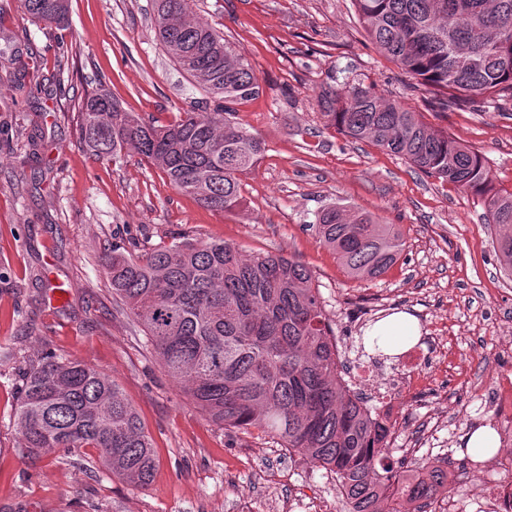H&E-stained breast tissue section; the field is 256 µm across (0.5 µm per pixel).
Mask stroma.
Returning a JSON list of instances; mask_svg holds the SVG:
<instances>
[{"mask_svg":"<svg viewBox=\"0 0 512 512\" xmlns=\"http://www.w3.org/2000/svg\"><path fill=\"white\" fill-rule=\"evenodd\" d=\"M254 69L257 98L233 119L265 152L242 178L243 205L215 212L179 193L134 152L96 162L73 121L86 89L104 85L131 112L161 124L191 110L200 91L154 40L152 0H71L66 30L42 28L20 0H0V50L29 72L0 66V504L29 512H342L335 478L259 432L214 426L166 375L101 267L112 246L142 254L180 235L221 239L300 261L313 275L335 335L352 357L363 328L397 312L415 316L422 383L397 393L391 459L446 416L445 451L495 422L498 371L512 370V280L494 250L483 202L403 157L326 127L319 96L360 87L418 112L486 159L512 189V99L435 103L378 52L352 0H193ZM330 206L396 225L400 259L372 281H353L312 230ZM88 363L114 380L152 438L156 470L132 487L98 469L97 453L20 458L13 413L22 372L47 354Z\"/></svg>","mask_w":512,"mask_h":512,"instance_id":"35a3bbf8","label":"stroma"}]
</instances>
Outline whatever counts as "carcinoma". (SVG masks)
Here are the masks:
<instances>
[{"instance_id": "cac0c4a2", "label": "carcinoma", "mask_w": 512, "mask_h": 512, "mask_svg": "<svg viewBox=\"0 0 512 512\" xmlns=\"http://www.w3.org/2000/svg\"><path fill=\"white\" fill-rule=\"evenodd\" d=\"M376 49L446 107L461 95L512 96V0H353ZM37 23L65 25L70 0H21ZM191 0H153L157 44L204 92L191 112L158 125L128 112L104 86L86 91L77 132L95 160L133 150L180 193L226 212L242 206L241 177L264 152L258 134L230 119L259 95L251 65L203 23ZM326 126L405 157L419 171L484 201L496 254L512 276V191L495 186L484 157L418 113L367 89L328 90ZM355 281L382 276L400 258L393 224L324 210L312 225ZM104 272L112 297L142 326L168 376L222 429H257L336 475L347 512H406L448 488L433 466L419 475L387 462L391 427L343 385L333 331L311 271L282 255L245 253L222 240L174 238L140 256L116 248ZM14 425L23 459L94 448L101 466L134 487L156 457L136 409L115 381L85 362L48 355L22 374Z\"/></svg>"}]
</instances>
